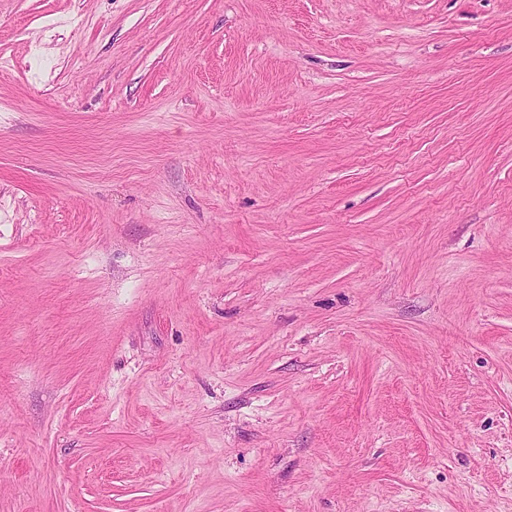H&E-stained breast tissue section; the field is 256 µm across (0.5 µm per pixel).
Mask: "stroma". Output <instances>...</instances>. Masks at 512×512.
<instances>
[{
	"label": "stroma",
	"instance_id": "stroma-1",
	"mask_svg": "<svg viewBox=\"0 0 512 512\" xmlns=\"http://www.w3.org/2000/svg\"><path fill=\"white\" fill-rule=\"evenodd\" d=\"M0 512H512V0H0Z\"/></svg>",
	"mask_w": 512,
	"mask_h": 512
}]
</instances>
